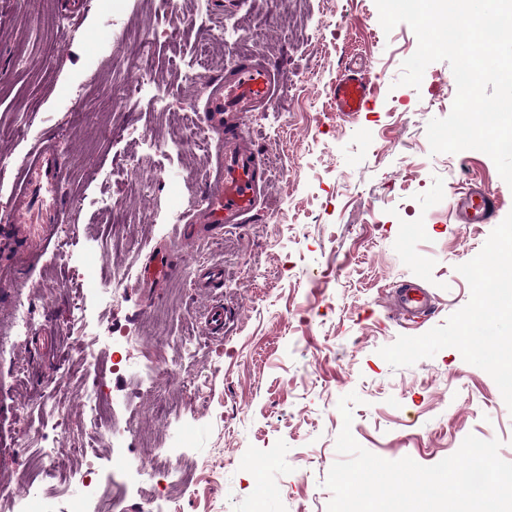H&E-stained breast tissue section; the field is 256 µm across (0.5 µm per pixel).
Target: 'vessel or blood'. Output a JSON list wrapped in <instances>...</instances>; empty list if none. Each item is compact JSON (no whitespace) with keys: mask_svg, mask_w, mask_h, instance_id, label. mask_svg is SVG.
I'll return each mask as SVG.
<instances>
[{"mask_svg":"<svg viewBox=\"0 0 512 512\" xmlns=\"http://www.w3.org/2000/svg\"><path fill=\"white\" fill-rule=\"evenodd\" d=\"M276 80L268 65L247 60L210 86L204 120L219 136L220 157L204 205L190 216L182 235L215 237L223 235L227 226L250 223L261 204L265 167L241 120L269 104ZM372 86L369 73L359 69L338 77L329 92L333 110L342 115L363 111ZM16 180L19 187L5 213L12 239L26 238L36 224L63 223L62 165L51 142L39 143L23 157ZM498 209L499 198L488 188L457 193L453 201L454 216L463 224L493 223ZM394 307L402 317H419L433 309L430 294L416 283L400 285Z\"/></svg>","mask_w":512,"mask_h":512,"instance_id":"obj_1","label":"vessel or blood"}]
</instances>
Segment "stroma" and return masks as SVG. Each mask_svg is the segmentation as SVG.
Returning a JSON list of instances; mask_svg holds the SVG:
<instances>
[{
	"label": "stroma",
	"instance_id": "35a3bbf8",
	"mask_svg": "<svg viewBox=\"0 0 512 512\" xmlns=\"http://www.w3.org/2000/svg\"><path fill=\"white\" fill-rule=\"evenodd\" d=\"M68 2L0 0V156L9 162L0 208L19 161L47 137L61 149L67 202L64 228L46 230L41 252L0 258V512L30 484L34 512H73L81 489L61 476L79 467H92L112 497L127 461L144 455L132 435L116 446L111 432H91L83 396L98 375L118 425L153 419V448H182L180 512H327L338 402L352 392V435L381 458L430 466L473 435L500 439L512 463V314H476L478 284L465 273L512 230V187L481 151L431 154L427 125L456 96L449 63L430 64L420 88L399 85L417 37L404 23L384 32L375 0H223L220 10L90 0L72 17ZM246 17L256 25L245 31ZM216 26L235 38L223 53L212 49ZM131 33L153 70L150 95L135 102L122 94ZM245 58L283 72L267 110L243 119L267 168L262 206L251 223L188 243L165 216L203 196L215 149L135 148L127 132L175 137L205 101L190 66L213 80ZM356 65L375 78L372 102L336 116L330 86ZM132 160L154 188L114 197L113 177ZM475 182L500 197L494 223H452L454 194ZM112 197L116 212L102 210ZM160 246L178 273L143 287ZM196 255L223 267L221 286L197 287ZM130 263L123 297L102 303L98 288ZM413 280L435 301L408 325L389 291ZM21 304L34 308L35 326L19 343L11 318ZM217 305L228 319L211 335L204 321ZM156 311L167 314L164 360L203 384V398L145 374L137 345ZM62 374L64 443L88 454L61 457L58 478L35 479L31 462L50 432L40 397Z\"/></svg>",
	"mask_w": 512,
	"mask_h": 512
}]
</instances>
